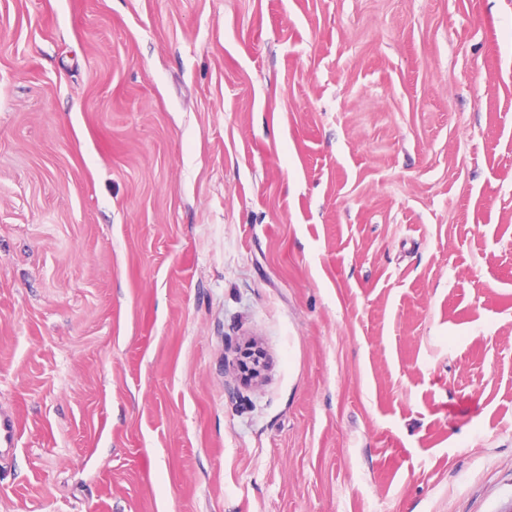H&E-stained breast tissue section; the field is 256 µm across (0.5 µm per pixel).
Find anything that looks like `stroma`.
Returning a JSON list of instances; mask_svg holds the SVG:
<instances>
[{
  "mask_svg": "<svg viewBox=\"0 0 512 512\" xmlns=\"http://www.w3.org/2000/svg\"><path fill=\"white\" fill-rule=\"evenodd\" d=\"M0 409V512H512V0H0ZM242 354L243 356L241 355L238 361L239 369H242L251 379L259 378L265 368V362L262 359L260 350L254 347H247L246 351L244 353L242 352ZM19 439V429L13 416L0 412V460L15 454Z\"/></svg>",
  "mask_w": 512,
  "mask_h": 512,
  "instance_id": "obj_1",
  "label": "stroma"
}]
</instances>
